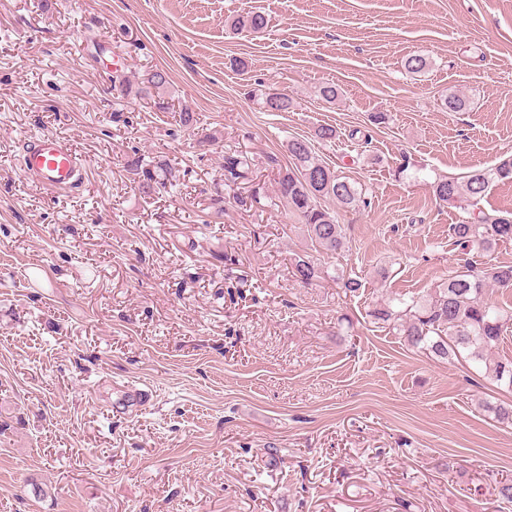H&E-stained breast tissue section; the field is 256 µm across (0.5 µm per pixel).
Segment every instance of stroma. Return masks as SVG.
Returning a JSON list of instances; mask_svg holds the SVG:
<instances>
[{"label": "stroma", "instance_id": "obj_1", "mask_svg": "<svg viewBox=\"0 0 512 512\" xmlns=\"http://www.w3.org/2000/svg\"><path fill=\"white\" fill-rule=\"evenodd\" d=\"M246 10L263 33L231 28ZM156 68L169 111L113 91ZM43 134L83 158L78 188L23 173ZM294 137L367 198L321 201L342 252L275 193ZM510 156L512 0H0V512H512V426L484 408L512 390L370 316L512 263V241L458 246L466 214L430 188Z\"/></svg>", "mask_w": 512, "mask_h": 512}]
</instances>
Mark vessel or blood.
Wrapping results in <instances>:
<instances>
[{"instance_id": "1", "label": "vessel or blood", "mask_w": 512, "mask_h": 512, "mask_svg": "<svg viewBox=\"0 0 512 512\" xmlns=\"http://www.w3.org/2000/svg\"><path fill=\"white\" fill-rule=\"evenodd\" d=\"M24 174L51 189L70 190L81 184L83 165L74 148L51 136L31 137L20 144Z\"/></svg>"}]
</instances>
